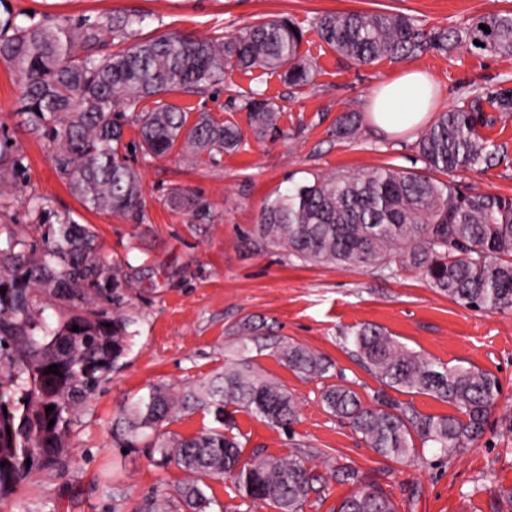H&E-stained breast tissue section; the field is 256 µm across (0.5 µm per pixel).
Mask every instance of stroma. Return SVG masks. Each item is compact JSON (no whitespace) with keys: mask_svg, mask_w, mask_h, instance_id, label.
Listing matches in <instances>:
<instances>
[{"mask_svg":"<svg viewBox=\"0 0 512 512\" xmlns=\"http://www.w3.org/2000/svg\"><path fill=\"white\" fill-rule=\"evenodd\" d=\"M13 13L35 20L90 19L117 12L145 15L144 35L172 32L197 37L230 35L261 19L286 16L303 31L300 52L315 63L303 88L279 73L226 71L222 83L201 93L176 92L166 103L190 113L209 112L236 123L243 148L219 164L195 169L178 155H134L147 207L144 224L86 210L57 174L52 146L29 134L19 114L23 84L0 60V134L27 158L28 168L5 196L0 222L32 224L30 201L45 204L44 222L61 212L94 225L104 257L143 271L132 310L137 321L125 366L73 415L69 451L47 470L33 472L0 512H137L153 493L176 498L183 477L176 467H156L142 449L123 450L112 440V420L127 397L152 383L180 386L208 378L232 353L228 330L252 316L267 321L275 337L287 338L329 357L338 375L308 381L284 367L271 351L254 363L293 393L299 411L294 437L240 413L246 452L286 455L306 445L307 466L322 474L319 493L304 512H336L356 487L333 477L338 466L360 471L390 494L397 512H512V309L477 311L428 287L417 273L383 276L370 268L308 265L281 252L251 244L249 236L264 200L276 190L314 174H350L383 166L413 168L417 133L387 136L366 119L369 98L380 82L412 66L434 79L436 97L427 116L477 100L483 102L480 132L497 147L493 166L453 173L460 186L512 196V114L489 107V97L512 93V56L473 48L445 53L428 49L416 56L359 65L327 46L316 29L329 12L390 11L414 17L428 31L463 29L473 19L512 9V0H5ZM258 91L280 114L281 137L257 140L243 97ZM362 113L357 133L341 137L336 121ZM187 190L210 208L202 229L187 212L170 208L166 195ZM363 323L387 330L406 348L451 366H476L496 375L502 394L481 439L447 463L437 451L397 463L376 454L324 406L325 383H344L364 402L380 385L348 354L344 332Z\"/></svg>","mask_w":512,"mask_h":512,"instance_id":"obj_1","label":"stroma"}]
</instances>
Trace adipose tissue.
Returning a JSON list of instances; mask_svg holds the SVG:
<instances>
[{
    "label": "adipose tissue",
    "mask_w": 512,
    "mask_h": 512,
    "mask_svg": "<svg viewBox=\"0 0 512 512\" xmlns=\"http://www.w3.org/2000/svg\"><path fill=\"white\" fill-rule=\"evenodd\" d=\"M434 91V81L427 72L409 67L377 86L368 111L375 126L383 132L409 131L426 119Z\"/></svg>",
    "instance_id": "1"
}]
</instances>
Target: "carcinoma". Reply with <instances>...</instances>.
I'll list each match as a JSON object with an SVG mask.
<instances>
[{
  "mask_svg": "<svg viewBox=\"0 0 512 512\" xmlns=\"http://www.w3.org/2000/svg\"><path fill=\"white\" fill-rule=\"evenodd\" d=\"M146 17L115 13L102 21L69 19L24 25L12 13L0 17V59L24 84L19 112L38 137L53 145L56 172L85 209L115 214L140 224L146 200L130 150L152 158L173 152L191 167L238 151L239 127L162 101L179 90L218 83L224 72L264 69L281 72L293 87L311 83L313 63L300 54L302 29L287 18L259 21L232 36L198 39L168 34L143 38ZM485 25V32L479 25ZM321 39L361 64L402 59L435 48L448 53L460 45L512 55V10L477 18L465 31L427 34L415 19L386 11L334 12L318 20ZM130 45L110 49L103 33ZM155 107L137 111L141 102ZM244 107L258 139L280 134L279 112L263 94L249 92ZM471 103L443 112L423 130L416 160L423 171L394 166L344 175L330 173L294 184L262 205L254 245L284 251L304 264L370 267L379 273H419L436 291L477 310L512 309V197L464 192L438 178L488 165L496 151L478 130ZM131 114H126V111ZM360 116L344 115L336 133H356ZM135 138L124 143V128ZM26 156L0 139V185L26 170ZM166 202L209 219L206 204L187 192ZM139 269L106 261L91 224L56 214L40 242L19 224L0 225V499L13 494L36 468L56 465L68 448L72 416L94 398L126 357L136 322L131 311ZM53 310L56 324L44 313ZM79 326V331L72 326ZM234 353L224 367L199 384L174 388L150 385L127 399L113 424L121 448H142L159 468L174 465L188 475L178 488L179 512H211L207 480L222 477L242 499L277 512H304L324 477L306 466L302 453L254 454L245 444L235 414L245 412L267 426L295 434L298 409L293 394L263 375L249 353L274 349L280 362L305 380L328 377L335 364L294 342L270 343L265 325L250 318L229 332ZM354 357L379 382L374 402L365 404L345 384L326 387V408L383 458L406 463L417 445L431 444L445 462L483 433L498 403V378L475 367L448 366L410 351L383 328L362 325L344 335ZM57 365L60 374L46 373ZM422 394L448 404L455 413L423 414L388 391ZM54 406L50 413L47 406ZM202 410L213 424L185 437L168 429L179 417ZM53 426H48L50 420ZM334 477L361 488L337 512H396L377 483L358 471L338 467ZM162 494L139 512H172Z\"/></svg>",
  "mask_w": 512,
  "mask_h": 512,
  "instance_id": "cac0c4a2",
  "label": "carcinoma"
}]
</instances>
